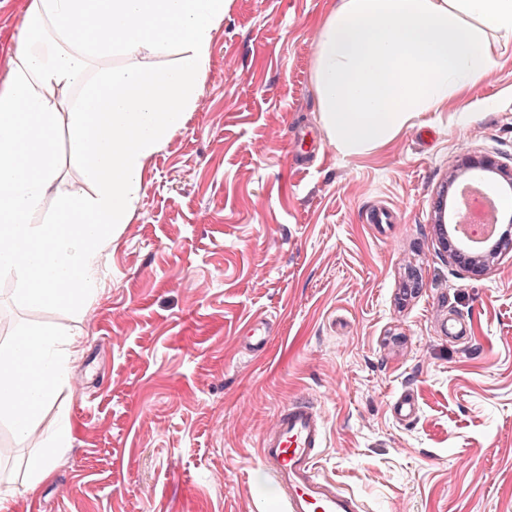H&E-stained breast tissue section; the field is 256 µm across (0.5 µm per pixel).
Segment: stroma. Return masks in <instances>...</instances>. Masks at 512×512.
<instances>
[{
    "mask_svg": "<svg viewBox=\"0 0 512 512\" xmlns=\"http://www.w3.org/2000/svg\"><path fill=\"white\" fill-rule=\"evenodd\" d=\"M30 0H0V80ZM336 0H229L201 96L153 155L82 308L32 309L0 276L14 332L72 331L80 353L19 438L7 512H283L258 460L278 407L322 409L320 473L367 512H512V248L477 275L436 223L449 168L512 169V44L498 67L389 145L344 156L321 136L317 26ZM44 203L79 188L66 130ZM388 207L392 221L369 224ZM275 326L245 353L247 322ZM468 336L451 339L449 318ZM413 419L394 411L400 395ZM67 435L48 438L59 422ZM52 478L26 481L35 460ZM458 170H477L484 172H493L501 176L505 180H510L512 173L508 171L503 165H501L496 159L488 156L481 157L479 159L469 158L461 164L453 165L451 168L450 181L456 178L455 171Z\"/></svg>",
    "mask_w": 512,
    "mask_h": 512,
    "instance_id": "stroma-1",
    "label": "stroma"
}]
</instances>
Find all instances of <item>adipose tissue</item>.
Wrapping results in <instances>:
<instances>
[{"label":"adipose tissue","instance_id":"obj_1","mask_svg":"<svg viewBox=\"0 0 512 512\" xmlns=\"http://www.w3.org/2000/svg\"><path fill=\"white\" fill-rule=\"evenodd\" d=\"M228 0H31L25 35L0 82V276L32 308L93 294L100 251L127 223L145 163L200 96ZM512 42V0H336L321 21L313 81L337 151L389 144L423 112L482 82L489 38ZM68 115L72 155L92 194L58 197L56 131ZM74 351L53 328L0 346V416L27 436Z\"/></svg>","mask_w":512,"mask_h":512}]
</instances>
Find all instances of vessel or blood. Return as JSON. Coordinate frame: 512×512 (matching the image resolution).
<instances>
[{
    "label": "vessel or blood",
    "mask_w": 512,
    "mask_h": 512,
    "mask_svg": "<svg viewBox=\"0 0 512 512\" xmlns=\"http://www.w3.org/2000/svg\"><path fill=\"white\" fill-rule=\"evenodd\" d=\"M270 320L251 321L244 347L265 353L273 339ZM327 444L325 419L313 401L298 397L281 405L261 434L258 454L271 478L284 512H366L363 501L322 476L318 460Z\"/></svg>",
    "instance_id": "obj_1"
}]
</instances>
